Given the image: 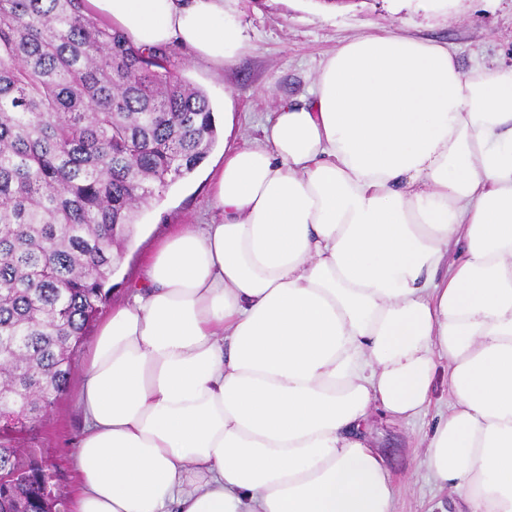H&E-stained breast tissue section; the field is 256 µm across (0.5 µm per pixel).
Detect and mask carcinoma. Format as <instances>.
<instances>
[{"label": "carcinoma", "mask_w": 512, "mask_h": 512, "mask_svg": "<svg viewBox=\"0 0 512 512\" xmlns=\"http://www.w3.org/2000/svg\"><path fill=\"white\" fill-rule=\"evenodd\" d=\"M207 94L85 0H0V512H58L18 440L66 391L139 210L214 147Z\"/></svg>", "instance_id": "cac0c4a2"}]
</instances>
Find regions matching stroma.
Masks as SVG:
<instances>
[{"label":"stroma","mask_w":512,"mask_h":512,"mask_svg":"<svg viewBox=\"0 0 512 512\" xmlns=\"http://www.w3.org/2000/svg\"><path fill=\"white\" fill-rule=\"evenodd\" d=\"M236 18L248 41L230 65L216 67L183 47L172 49L181 75L205 90L216 120L225 121L226 139L139 212L112 275L111 303L125 299L129 284L144 274L147 256L175 227L215 218L210 177L224 160L225 143L260 136L277 102L306 94L320 64L344 42L392 30L448 43L464 72L476 58L489 67L512 65V0H238ZM431 400L425 417L403 422L374 410L363 427L394 479L398 512H427L432 501L451 498L449 491L435 487L420 463L423 435L447 406L445 368L435 374ZM80 432L81 419L68 392L21 446L22 452L48 462L52 492L65 502L76 490L72 457Z\"/></svg>","instance_id":"stroma-1"}]
</instances>
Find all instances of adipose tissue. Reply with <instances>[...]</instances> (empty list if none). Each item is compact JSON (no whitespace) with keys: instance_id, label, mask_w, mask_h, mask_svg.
<instances>
[{"instance_id":"1","label":"adipose tissue","mask_w":512,"mask_h":512,"mask_svg":"<svg viewBox=\"0 0 512 512\" xmlns=\"http://www.w3.org/2000/svg\"><path fill=\"white\" fill-rule=\"evenodd\" d=\"M236 0H87L225 65ZM218 222L153 252L81 359L71 512H396L368 412L450 406L429 512H512V67L387 32L228 145Z\"/></svg>"}]
</instances>
